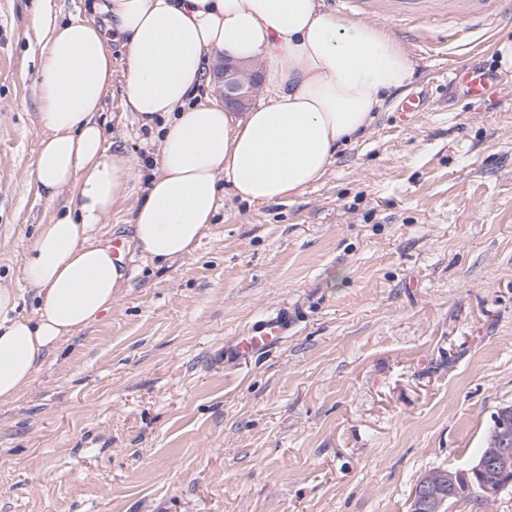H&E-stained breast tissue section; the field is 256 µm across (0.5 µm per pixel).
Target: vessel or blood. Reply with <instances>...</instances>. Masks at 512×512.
<instances>
[{
	"label": "vessel or blood",
	"instance_id": "vessel-or-blood-1",
	"mask_svg": "<svg viewBox=\"0 0 512 512\" xmlns=\"http://www.w3.org/2000/svg\"><path fill=\"white\" fill-rule=\"evenodd\" d=\"M371 13L382 20L417 21L425 16L449 15L462 21L459 42L466 43L472 33L491 30L512 21V0H371ZM461 75L467 94L476 102L485 101L491 85L480 71L465 68ZM297 320L295 309L281 305L252 321L243 336L224 346L225 365H235L247 356L267 353L278 347L288 336Z\"/></svg>",
	"mask_w": 512,
	"mask_h": 512
}]
</instances>
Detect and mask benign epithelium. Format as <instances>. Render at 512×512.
<instances>
[{"label":"benign epithelium","instance_id":"7a95c632","mask_svg":"<svg viewBox=\"0 0 512 512\" xmlns=\"http://www.w3.org/2000/svg\"><path fill=\"white\" fill-rule=\"evenodd\" d=\"M216 78L224 107L233 112L248 111L263 87L261 69L256 63L226 58ZM495 421V447L490 449V454L464 469L440 468L436 480L431 483L417 482L411 494L409 512H442L462 477H476L489 500L504 489L499 478L512 470V411H499Z\"/></svg>","mask_w":512,"mask_h":512}]
</instances>
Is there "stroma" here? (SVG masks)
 Listing matches in <instances>:
<instances>
[{
    "mask_svg": "<svg viewBox=\"0 0 512 512\" xmlns=\"http://www.w3.org/2000/svg\"><path fill=\"white\" fill-rule=\"evenodd\" d=\"M34 0H0V285L32 313L22 256L67 210L33 175L43 33ZM457 19L389 23L413 75L325 177L280 203L232 194L195 250L160 264L121 237L129 279L111 315L0 401V512H408L420 475L464 468L512 405V73ZM107 140L148 177L157 135L125 114L109 44ZM493 75L475 111L454 83ZM427 108L400 120L403 97ZM295 307L278 349L228 368L224 345Z\"/></svg>",
    "mask_w": 512,
    "mask_h": 512,
    "instance_id": "stroma-1",
    "label": "stroma"
}]
</instances>
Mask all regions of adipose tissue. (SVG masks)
Segmentation results:
<instances>
[{"mask_svg":"<svg viewBox=\"0 0 512 512\" xmlns=\"http://www.w3.org/2000/svg\"><path fill=\"white\" fill-rule=\"evenodd\" d=\"M93 9L96 19L64 22L49 0L35 2L44 42L34 177L48 201L71 197L23 255L33 315L17 313L16 292L0 286V401L25 393L50 352L120 300L126 271L96 233L117 205L132 201L144 256L189 254L225 191L257 205L304 193L412 73L387 28L338 17L324 0H95ZM115 35L126 46L123 107L161 132L143 183L97 120ZM227 56L260 63L267 102L229 112L200 96Z\"/></svg>","mask_w":512,"mask_h":512,"instance_id":"ef3b65f1","label":"adipose tissue"}]
</instances>
